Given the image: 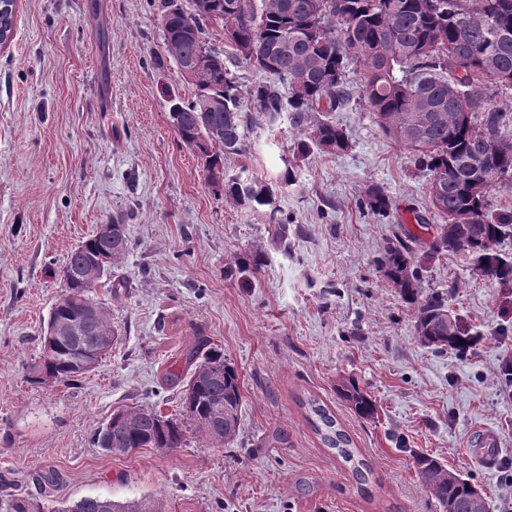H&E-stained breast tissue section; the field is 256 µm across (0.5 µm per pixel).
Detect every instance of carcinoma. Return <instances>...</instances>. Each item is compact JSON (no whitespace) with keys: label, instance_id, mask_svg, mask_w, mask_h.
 <instances>
[{"label":"carcinoma","instance_id":"1","mask_svg":"<svg viewBox=\"0 0 512 512\" xmlns=\"http://www.w3.org/2000/svg\"><path fill=\"white\" fill-rule=\"evenodd\" d=\"M205 12L192 16L178 0H162L160 26L164 52L175 67L206 53L207 64L187 80L194 94L187 100L167 93L169 115L178 136L204 159L209 178L224 185V196L259 211L268 207L278 240L286 238V222L277 218L274 189L261 175L244 167L226 176L224 160L238 155L251 125L243 111L236 76L224 62V52L209 45L206 32L219 27L234 55L271 80L251 86L249 97L268 123L286 112L298 135L296 150L303 158L315 150L336 154L349 146L346 130L329 114L349 99L348 68L362 71V96L379 128L413 151L414 164L432 172L428 203L439 216L440 232L417 257L412 237L384 242L377 262L395 284L401 299L414 310L416 336L442 352L460 354L482 339L462 323L448 339V298L422 287V262L443 253L469 258L481 276L512 284V256L497 245L512 236V215L490 207L495 188L512 189V108L493 106L489 91L512 87V0H205ZM216 104L213 112L201 108ZM220 130L212 139L208 129ZM364 206L376 215L391 207L390 197L377 184L365 190ZM129 251L127 231L108 241L96 234L71 253L67 267L76 278L65 282L64 293L52 306L46 325L84 322L83 345L92 348L102 336L116 338L104 307L77 278L89 254L119 264ZM95 306V312L88 305ZM42 355L31 368L30 383L51 378L73 382L89 369L74 361L75 344L65 337H41ZM195 365L182 391L180 417L152 409L124 408L112 414V443L106 427L94 434L104 452L126 455L130 448L171 451L181 446L191 426L208 447L229 445L237 436L242 405L237 370L211 350ZM336 395L357 416L371 419L376 404L353 379H341ZM308 422L321 443L349 464L357 487L367 485L371 469L359 457L335 415L314 396L300 400ZM418 480L440 512H490L477 487L426 454L415 456ZM161 512L150 497L119 501L99 495L83 496L55 512ZM0 512H42L25 497L0 502Z\"/></svg>","mask_w":512,"mask_h":512}]
</instances>
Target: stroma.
I'll return each mask as SVG.
<instances>
[{"instance_id": "35a3bbf8", "label": "stroma", "mask_w": 512, "mask_h": 512, "mask_svg": "<svg viewBox=\"0 0 512 512\" xmlns=\"http://www.w3.org/2000/svg\"><path fill=\"white\" fill-rule=\"evenodd\" d=\"M159 0H17L0 46V500L28 497L55 512L64 500L151 497L162 512H439L414 456L429 454L512 512V402L499 370L512 361V287L448 253L423 264L422 286L483 340L470 355L436 352L414 334V312L376 259L385 239L411 232L426 250L438 217L431 174L377 126L360 93L334 118L351 142L314 153L294 184L296 132L251 112L242 155L225 162L273 183L287 239L264 214L226 199L181 143L166 90L189 98L162 57ZM392 200L380 217L369 184ZM124 218L130 250L93 296L118 339L79 381L35 386L43 321L63 291L75 247ZM124 286L112 290V281ZM456 292H449L450 282ZM217 349L240 377L235 440L211 449L195 430L180 448L109 455L93 435L116 410H181L190 351ZM358 380L376 402L358 418L336 381ZM317 396L371 466L358 490L310 428L299 401ZM492 429L495 469L474 457ZM52 474L53 484L39 478ZM363 204L373 214L384 216L392 203L382 187L378 184H370L365 190Z\"/></svg>"}]
</instances>
